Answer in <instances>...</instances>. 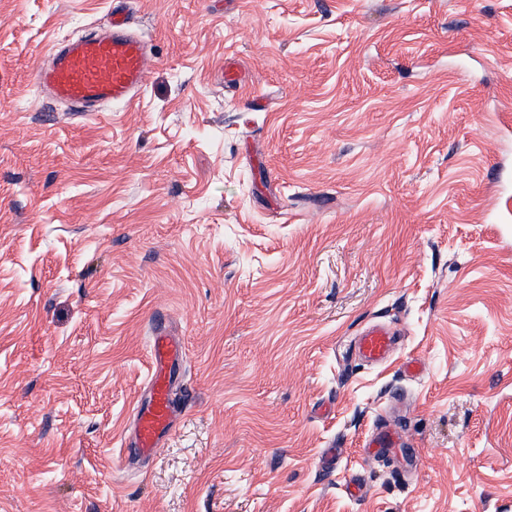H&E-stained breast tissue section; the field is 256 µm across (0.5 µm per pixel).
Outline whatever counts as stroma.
Instances as JSON below:
<instances>
[{
    "label": "stroma",
    "mask_w": 512,
    "mask_h": 512,
    "mask_svg": "<svg viewBox=\"0 0 512 512\" xmlns=\"http://www.w3.org/2000/svg\"><path fill=\"white\" fill-rule=\"evenodd\" d=\"M132 8L141 97L74 117L33 74L110 0H0V512H512V0ZM396 336V332L390 327L375 325L367 328L356 343L359 358L367 365L389 361L397 349ZM151 360V399L138 407L135 417L133 449L152 454L172 427L176 406L172 372L182 365L184 345L160 327H155L148 344Z\"/></svg>",
    "instance_id": "obj_1"
}]
</instances>
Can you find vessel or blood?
<instances>
[{"mask_svg": "<svg viewBox=\"0 0 512 512\" xmlns=\"http://www.w3.org/2000/svg\"><path fill=\"white\" fill-rule=\"evenodd\" d=\"M152 65L147 41L121 9L113 12L109 30L59 36L51 63L37 68L33 81L41 99L66 103L80 114L97 112L138 97ZM148 349L151 399L137 409L133 440L134 451L143 455L153 453L172 427L176 412L172 372L184 360L183 343L159 327L153 329ZM396 349L395 331L381 325L364 330L356 343L359 358L368 365L389 361Z\"/></svg>", "mask_w": 512, "mask_h": 512, "instance_id": "obj_1", "label": "vessel or blood"}]
</instances>
